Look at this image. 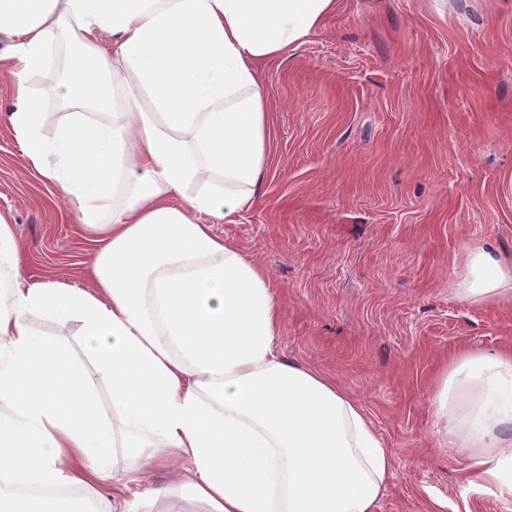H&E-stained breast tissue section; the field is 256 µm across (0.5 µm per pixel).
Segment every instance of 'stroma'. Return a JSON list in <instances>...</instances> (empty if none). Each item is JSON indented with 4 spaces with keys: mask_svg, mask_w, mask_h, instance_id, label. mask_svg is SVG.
Instances as JSON below:
<instances>
[{
    "mask_svg": "<svg viewBox=\"0 0 512 512\" xmlns=\"http://www.w3.org/2000/svg\"><path fill=\"white\" fill-rule=\"evenodd\" d=\"M272 102L261 198L215 235L266 268L281 353L331 377L390 449L377 512H512L469 486L441 448L436 383L462 350H512V303L453 293L467 244L512 258V0H342L308 41L263 67ZM0 78V212L29 282L90 288L91 252L68 197L24 157ZM156 502L205 512L168 465H145Z\"/></svg>",
    "mask_w": 512,
    "mask_h": 512,
    "instance_id": "35a3bbf8",
    "label": "stroma"
}]
</instances>
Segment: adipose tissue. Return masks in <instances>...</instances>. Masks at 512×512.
<instances>
[{
  "label": "adipose tissue",
  "instance_id": "ef3b65f1",
  "mask_svg": "<svg viewBox=\"0 0 512 512\" xmlns=\"http://www.w3.org/2000/svg\"><path fill=\"white\" fill-rule=\"evenodd\" d=\"M339 7L0 0L7 120L38 175L78 211L93 255L91 289L26 283L0 213V512H118L86 474L103 477L120 454L136 482L162 448L209 512H377L392 455L365 408L280 354L268 273L199 220L258 202L272 110L260 67ZM59 33L76 51L67 79L47 63ZM35 74L61 101L94 99L93 112L55 118L30 86ZM116 182L122 201L104 207ZM455 293L511 302L512 261L488 242L468 245ZM31 316L77 322L80 351L30 328ZM433 408L443 447L472 462L470 485L512 498V353L459 352Z\"/></svg>",
  "mask_w": 512,
  "mask_h": 512
}]
</instances>
